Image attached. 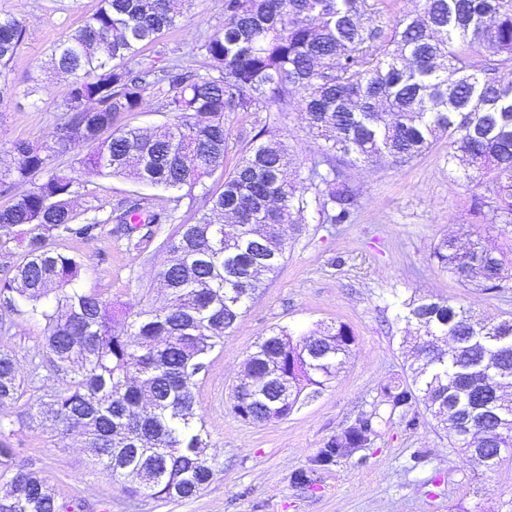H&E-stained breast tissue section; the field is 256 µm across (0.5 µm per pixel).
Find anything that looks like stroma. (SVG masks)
I'll use <instances>...</instances> for the list:
<instances>
[{"label": "stroma", "mask_w": 512, "mask_h": 512, "mask_svg": "<svg viewBox=\"0 0 512 512\" xmlns=\"http://www.w3.org/2000/svg\"><path fill=\"white\" fill-rule=\"evenodd\" d=\"M99 3L0 0V14L17 16L25 29L10 64L13 89L0 101V166H11L13 141L53 142L69 78L55 70L52 50ZM223 22L222 0H196L191 13L137 60L161 66L188 55L201 35ZM263 126L294 151L298 162L289 178L303 181L318 149L294 100L267 112L226 115L228 151L208 188L221 189L225 170ZM343 169L361 192L356 222L337 229L313 221L302 225L279 271L266 277L262 293L199 377L196 411L208 433L206 453L220 469L196 496L163 501L144 491L131 493V480L112 479L92 463L79 429L65 432L50 423L11 437L15 464L37 472L58 501L76 512H512V457L485 470L450 447L430 420L415 431L388 422L369 447L315 473L309 485L291 480L330 435L368 410L381 388L407 382L404 341L415 327L403 319L402 301L449 297L487 320L512 314V290L494 296L463 287L429 260L434 244L464 224L474 234L512 244V225L472 223L471 190L448 166L447 140L406 165L383 158L348 161ZM132 198L157 209L175 207V224L194 218L186 205H173L171 192L120 178L89 177L75 201L80 211L95 206L113 212ZM175 224L151 225L153 243L143 253L106 230L90 241L56 239L52 245L82 257L81 287L157 308L165 296L154 277L165 258L161 245ZM339 324L351 329L355 343L319 395L283 420L251 423L232 412L231 388L261 337L281 329L309 335ZM43 336L41 319L0 306V346L16 353L20 374H27Z\"/></svg>", "instance_id": "1"}]
</instances>
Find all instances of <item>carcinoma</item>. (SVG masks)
I'll return each mask as SVG.
<instances>
[{"label":"carcinoma","instance_id":"carcinoma-1","mask_svg":"<svg viewBox=\"0 0 512 512\" xmlns=\"http://www.w3.org/2000/svg\"><path fill=\"white\" fill-rule=\"evenodd\" d=\"M195 0H100L98 8L54 49L72 80L62 117L48 147L11 144L13 202L0 208V235L14 234L24 260L0 279V303L20 301L45 322L42 359L31 362L30 383L47 369L63 381L35 412L16 422L0 413V466L10 468L9 437L50 417L87 437L93 462L111 478L131 477L136 493L186 499L210 482L219 464L207 458L205 426L195 411L198 377L224 348L259 290L262 273L276 272L288 240L308 218L353 224L359 191L336 165V155L369 162L388 156L407 164L448 138V165L484 191L470 214L487 224H512V0H422L417 13L391 15V0H223L224 25L200 38L192 55L163 66L133 65L141 49L159 40ZM25 30L0 16V100L11 91L9 64ZM300 97L319 157L305 182L290 184L295 155L284 141H261L260 130L219 193H205L200 216L181 224L163 245L156 274L167 304L151 308L78 287L80 256L49 247V240H90L102 224H171L173 211L129 201L120 215L93 207L77 213L70 201L77 178L58 170L26 187L29 177L79 142L92 145L79 165L100 178L133 183L189 199L224 164V117L267 112ZM153 97L173 121L150 131L120 128L126 112ZM112 130L100 139L104 130ZM430 260L464 287L506 292L512 259L481 237L443 238ZM403 318L416 325L418 366L411 384L386 385L380 399L353 424L328 438L310 465L293 473L299 485L318 470L364 448L377 426L398 420L420 424L419 407L456 447L487 469L512 448V316L483 322L449 298H411ZM124 334L114 332L117 318ZM453 341L450 350L441 337ZM354 336L345 325L298 339L285 331L261 338L248 357L246 381L232 390L231 409L244 421L285 419L336 378ZM16 355L0 348V407L25 394ZM35 471L11 472L0 491V512H69Z\"/></svg>","mask_w":512,"mask_h":512}]
</instances>
